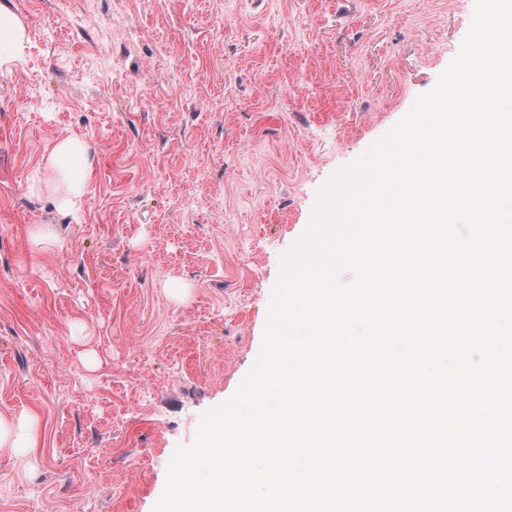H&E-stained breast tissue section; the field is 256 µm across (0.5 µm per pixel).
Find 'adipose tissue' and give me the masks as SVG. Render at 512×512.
Here are the masks:
<instances>
[{
  "label": "adipose tissue",
  "mask_w": 512,
  "mask_h": 512,
  "mask_svg": "<svg viewBox=\"0 0 512 512\" xmlns=\"http://www.w3.org/2000/svg\"><path fill=\"white\" fill-rule=\"evenodd\" d=\"M27 42V28L11 8L0 0V68L9 65ZM94 171L87 145L75 136L58 139L47 161L31 176L32 195H50L59 209L70 211L79 205ZM35 443L30 418L0 419V452L17 460H26Z\"/></svg>",
  "instance_id": "obj_1"
}]
</instances>
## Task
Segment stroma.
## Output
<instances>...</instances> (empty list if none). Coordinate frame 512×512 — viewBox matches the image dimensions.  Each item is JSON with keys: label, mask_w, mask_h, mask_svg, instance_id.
I'll return each mask as SVG.
<instances>
[{"label": "stroma", "mask_w": 512, "mask_h": 512, "mask_svg": "<svg viewBox=\"0 0 512 512\" xmlns=\"http://www.w3.org/2000/svg\"><path fill=\"white\" fill-rule=\"evenodd\" d=\"M0 72V512H152L262 347L319 190L430 91L474 0H10ZM79 211L33 197L56 139ZM49 241L35 243L36 234ZM27 42V28L7 0L0 2V68L9 65ZM94 171L88 147L76 136L58 139L47 161L31 176L33 196L50 195L61 210H74L79 205ZM35 431L29 417L14 420L0 419V452L9 454L17 460L28 458L30 448L34 447Z\"/></svg>", "instance_id": "1"}]
</instances>
